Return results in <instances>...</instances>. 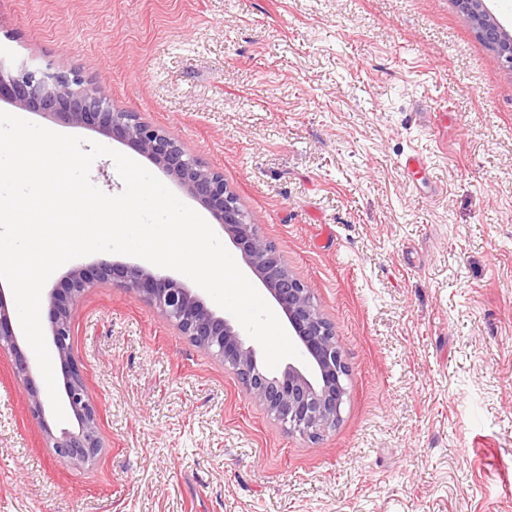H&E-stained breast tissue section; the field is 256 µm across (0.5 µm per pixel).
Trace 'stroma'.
Instances as JSON below:
<instances>
[{
  "label": "stroma",
  "mask_w": 512,
  "mask_h": 512,
  "mask_svg": "<svg viewBox=\"0 0 512 512\" xmlns=\"http://www.w3.org/2000/svg\"><path fill=\"white\" fill-rule=\"evenodd\" d=\"M49 63L223 172L311 283L349 395L288 431L95 286L73 343L103 451L60 465L1 352L0 512H512V70L455 0H0V65Z\"/></svg>",
  "instance_id": "stroma-1"
}]
</instances>
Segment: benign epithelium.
Returning <instances> with one entry per match:
<instances>
[{"mask_svg": "<svg viewBox=\"0 0 512 512\" xmlns=\"http://www.w3.org/2000/svg\"><path fill=\"white\" fill-rule=\"evenodd\" d=\"M455 2L480 38L500 46V57L512 69V34L490 16L484 0ZM0 98L32 112L55 115L73 126L98 130L156 163L219 221L244 264L285 314L303 357L300 365L267 369L233 315L217 311L184 282L160 275L145 263L102 260L91 269L74 266L64 276L63 286L51 289L47 296L50 345L63 377V404L77 422L76 429H62L57 435L46 419L47 397L36 382L38 363L20 344L0 285V351L10 353L27 392L29 411L61 463L84 464L102 450L98 408L73 351L72 305L94 283L109 284L148 301L194 346L219 359L251 398L288 430L318 438L336 426L348 394L349 366L335 328L315 305L311 284L290 273L275 246L251 223L222 172L189 156L169 131L140 120L133 112L115 109L106 85L87 82L77 74L71 76L50 65L16 73L0 67Z\"/></svg>", "mask_w": 512, "mask_h": 512, "instance_id": "1", "label": "benign epithelium"}]
</instances>
